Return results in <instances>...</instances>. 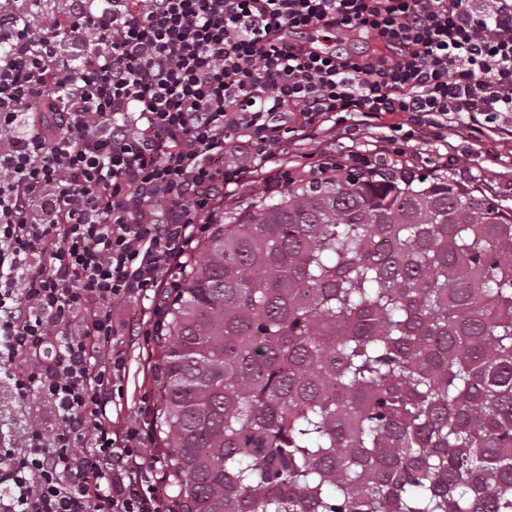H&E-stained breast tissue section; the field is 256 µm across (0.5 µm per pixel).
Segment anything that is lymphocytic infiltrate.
I'll return each mask as SVG.
<instances>
[{
    "label": "lymphocytic infiltrate",
    "instance_id": "lymphocytic-infiltrate-1",
    "mask_svg": "<svg viewBox=\"0 0 512 512\" xmlns=\"http://www.w3.org/2000/svg\"><path fill=\"white\" fill-rule=\"evenodd\" d=\"M373 52L319 51L310 29ZM512 116V0H71L40 27L0 12V512H174L155 403L117 420L114 311L155 335L224 196L292 180L291 143L388 122L382 151L308 174L403 164L418 129Z\"/></svg>",
    "mask_w": 512,
    "mask_h": 512
}]
</instances>
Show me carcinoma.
Returning <instances> with one entry per match:
<instances>
[{
	"instance_id": "1",
	"label": "carcinoma",
	"mask_w": 512,
	"mask_h": 512,
	"mask_svg": "<svg viewBox=\"0 0 512 512\" xmlns=\"http://www.w3.org/2000/svg\"><path fill=\"white\" fill-rule=\"evenodd\" d=\"M156 337L179 512H512V210L448 175L211 225Z\"/></svg>"
}]
</instances>
